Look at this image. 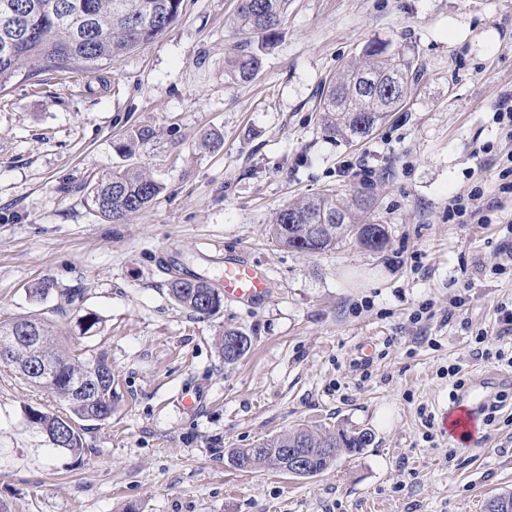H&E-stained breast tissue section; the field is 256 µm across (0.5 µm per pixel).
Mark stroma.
<instances>
[{
  "instance_id": "obj_1",
  "label": "stroma",
  "mask_w": 512,
  "mask_h": 512,
  "mask_svg": "<svg viewBox=\"0 0 512 512\" xmlns=\"http://www.w3.org/2000/svg\"><path fill=\"white\" fill-rule=\"evenodd\" d=\"M237 0H184L174 26L93 71H43L0 88V320L39 312L62 350L105 352L112 416L83 423L81 457L27 418L57 410L0 362V507L6 512H485L512 492V387L470 446L443 426L452 379L504 371L498 310L512 305V201L495 192L512 129V0H290L285 33L246 82L225 61ZM371 41L415 55L404 111L349 144L319 119L326 81ZM158 131L126 159L125 131ZM219 132L220 148L200 145ZM163 185L122 224L87 190L128 165ZM480 189L487 224L448 218ZM364 191L388 228L300 253L275 242L279 209ZM263 269L268 297L200 318L168 290V263L216 280L224 258ZM50 279L57 294L29 288ZM81 299L59 312V294ZM462 306H454V299ZM99 316L80 335L75 315ZM251 339L224 362V330ZM305 425L370 430L374 443L312 478L243 472L232 448Z\"/></svg>"
}]
</instances>
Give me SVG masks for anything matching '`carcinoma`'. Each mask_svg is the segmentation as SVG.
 <instances>
[{"label": "carcinoma", "instance_id": "1", "mask_svg": "<svg viewBox=\"0 0 512 512\" xmlns=\"http://www.w3.org/2000/svg\"><path fill=\"white\" fill-rule=\"evenodd\" d=\"M13 13L0 12V43L14 41L10 52L0 51V87L21 74L29 65L66 71L81 65L96 70L165 34L182 13L183 0H81L87 23L81 33L64 19L72 0H53L58 10L51 12L46 0H12ZM288 0H238L236 28L240 39L227 61L228 76L248 81L259 71L262 59L285 29ZM421 67L416 59L385 42H370L361 51L359 61L347 66L328 84L320 99L327 131L346 142L369 137L391 112L401 111L419 82ZM157 133L150 127L127 131L114 144L123 157H132L154 144ZM163 185L137 166L115 169L93 183L90 199L94 210L105 219L121 223L143 211L162 192ZM374 203L357 190L343 201L336 194L324 193L280 209L272 225V236L281 245L300 253H320L342 244L349 234L369 249L380 250L388 242L385 225L371 219ZM169 292L182 307L206 318L222 306L220 293L203 276L176 275L168 282ZM30 325L42 340L16 343L14 331ZM54 325L41 314L19 316L0 321V361L16 366L31 384L54 396H63L65 412L32 410L29 421L53 441V447L74 456L84 452L79 421L102 422L112 416V366L107 356L98 353L85 361L80 355H64L56 341ZM49 360L57 373L48 381L28 373L30 364ZM103 370L94 393L74 391L76 380L94 366ZM373 443L366 429H321L298 427L256 444V448H231L228 463L241 471L271 466L280 468L281 449L297 448L318 455L332 448L328 458L295 471L297 477H314L333 468L344 453H359ZM486 512H512V492L490 498Z\"/></svg>", "mask_w": 512, "mask_h": 512}]
</instances>
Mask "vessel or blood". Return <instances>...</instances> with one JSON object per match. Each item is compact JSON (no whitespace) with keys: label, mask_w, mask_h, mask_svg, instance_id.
Here are the masks:
<instances>
[{"label":"vessel or blood","mask_w":512,"mask_h":512,"mask_svg":"<svg viewBox=\"0 0 512 512\" xmlns=\"http://www.w3.org/2000/svg\"><path fill=\"white\" fill-rule=\"evenodd\" d=\"M217 288L230 301H256L266 296L268 278L258 267L241 260L228 259L224 272L216 281ZM512 385V373L478 375L463 388L444 414L449 436L467 444L484 424V413L496 398L497 388Z\"/></svg>","instance_id":"obj_1"}]
</instances>
